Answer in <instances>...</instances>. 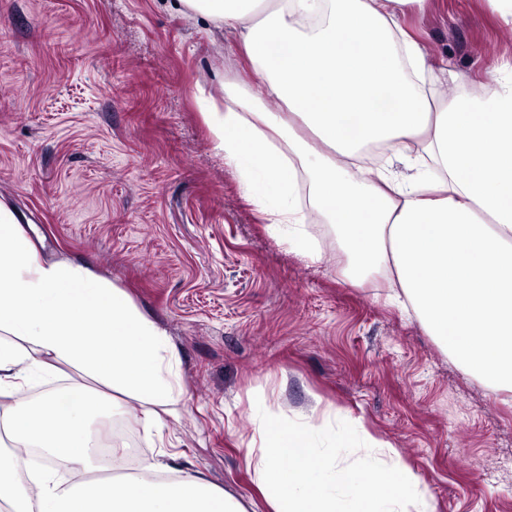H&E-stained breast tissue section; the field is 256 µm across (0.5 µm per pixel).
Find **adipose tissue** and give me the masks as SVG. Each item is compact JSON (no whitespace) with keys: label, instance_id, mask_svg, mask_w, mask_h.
Instances as JSON below:
<instances>
[{"label":"adipose tissue","instance_id":"obj_1","mask_svg":"<svg viewBox=\"0 0 512 512\" xmlns=\"http://www.w3.org/2000/svg\"><path fill=\"white\" fill-rule=\"evenodd\" d=\"M428 0H174L235 33L252 88L198 101L243 197L306 257L315 211L351 260L354 283L379 274L452 359L493 392H512V80L474 92L450 60L428 62L408 23ZM449 79L450 101L427 81ZM282 111L259 108L260 96ZM75 375L40 399L34 381ZM183 393L164 328L83 263L46 259L0 203V429L15 447L66 464L21 478L0 452L8 512H246L199 476L163 480L164 465L112 480L122 448L99 454L90 403L117 395L157 409ZM244 450L269 512H435L392 444L329 409L314 427L260 412ZM295 468L282 469V458Z\"/></svg>","mask_w":512,"mask_h":512}]
</instances>
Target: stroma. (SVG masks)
Instances as JSON below:
<instances>
[{"label":"stroma","mask_w":512,"mask_h":512,"mask_svg":"<svg viewBox=\"0 0 512 512\" xmlns=\"http://www.w3.org/2000/svg\"><path fill=\"white\" fill-rule=\"evenodd\" d=\"M502 0H431L412 16L432 62L475 91L512 55ZM241 45L167 0H0V201L56 259H80L166 329L184 394L164 444L119 418L175 478L200 472L268 512L242 461L256 410L320 425L360 416L436 512H512V403L464 372L419 321L357 285L330 225L318 256L268 230L214 148L197 89L245 78Z\"/></svg>","instance_id":"1"}]
</instances>
